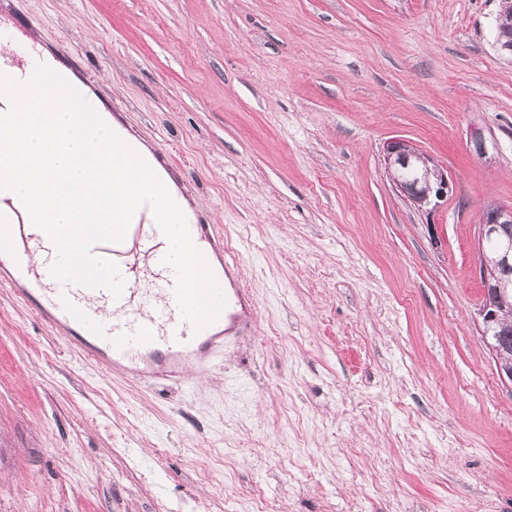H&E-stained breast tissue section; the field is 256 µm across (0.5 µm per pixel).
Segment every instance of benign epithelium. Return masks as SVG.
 <instances>
[{
    "label": "benign epithelium",
    "mask_w": 512,
    "mask_h": 512,
    "mask_svg": "<svg viewBox=\"0 0 512 512\" xmlns=\"http://www.w3.org/2000/svg\"><path fill=\"white\" fill-rule=\"evenodd\" d=\"M383 154L385 168L395 189L417 210L430 214L439 206L440 201L448 197L451 190L448 170L436 165L416 172L413 165L424 158V154L412 142L393 138L384 145ZM501 224H512V208L490 204L482 210L479 218L478 272L486 288L497 296L495 300L486 299L478 310L485 337L497 335L495 326L501 323L502 311L499 299L504 297L509 288L506 282L491 285L489 276L492 264L512 263V240L497 238Z\"/></svg>",
    "instance_id": "benign-epithelium-1"
}]
</instances>
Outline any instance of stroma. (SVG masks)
Segmentation results:
<instances>
[{"instance_id":"obj_1","label":"stroma","mask_w":512,"mask_h":512,"mask_svg":"<svg viewBox=\"0 0 512 512\" xmlns=\"http://www.w3.org/2000/svg\"><path fill=\"white\" fill-rule=\"evenodd\" d=\"M502 0H0L157 155L257 306L147 388L0 288V512H512L478 217L512 207ZM483 133L487 152L469 148ZM447 169L432 214L383 146Z\"/></svg>"}]
</instances>
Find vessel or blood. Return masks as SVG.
<instances>
[{
	"instance_id": "vessel-or-blood-1",
	"label": "vessel or blood",
	"mask_w": 512,
	"mask_h": 512,
	"mask_svg": "<svg viewBox=\"0 0 512 512\" xmlns=\"http://www.w3.org/2000/svg\"><path fill=\"white\" fill-rule=\"evenodd\" d=\"M0 225L8 229L0 237V285L15 289L50 324L74 327L88 358L104 359L138 379H145L140 364L149 360L158 367L157 377L183 380L181 361L192 359L208 367L223 351L225 335L242 333L252 320L254 308L245 290L229 279L210 225L192 220L188 228L225 295L226 307L200 331L179 313L176 275L158 250L159 227L150 207L136 212L123 241L93 248L94 255L118 267L124 286L117 297L55 278L51 268L57 251L46 233L32 232L28 212L1 217Z\"/></svg>"
}]
</instances>
